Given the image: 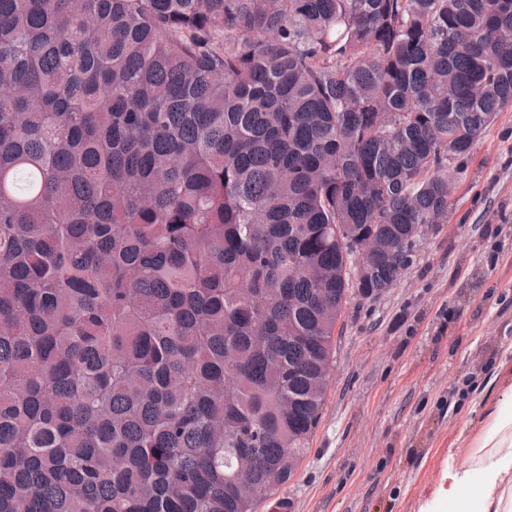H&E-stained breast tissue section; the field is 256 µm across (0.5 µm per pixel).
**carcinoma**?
I'll return each mask as SVG.
<instances>
[{"instance_id":"obj_1","label":"carcinoma","mask_w":512,"mask_h":512,"mask_svg":"<svg viewBox=\"0 0 512 512\" xmlns=\"http://www.w3.org/2000/svg\"><path fill=\"white\" fill-rule=\"evenodd\" d=\"M511 104L512 0H0V512L287 481Z\"/></svg>"}]
</instances>
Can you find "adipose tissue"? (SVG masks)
Listing matches in <instances>:
<instances>
[{"label":"adipose tissue","instance_id":"1","mask_svg":"<svg viewBox=\"0 0 512 512\" xmlns=\"http://www.w3.org/2000/svg\"><path fill=\"white\" fill-rule=\"evenodd\" d=\"M483 433L472 439L465 468L449 466L435 500L468 503L469 512H512V388L487 410Z\"/></svg>","mask_w":512,"mask_h":512}]
</instances>
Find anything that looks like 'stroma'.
Returning a JSON list of instances; mask_svg holds the SVG:
<instances>
[{"mask_svg":"<svg viewBox=\"0 0 512 512\" xmlns=\"http://www.w3.org/2000/svg\"><path fill=\"white\" fill-rule=\"evenodd\" d=\"M451 206L382 294L349 300L309 449L255 512H420L512 386V106L452 173Z\"/></svg>","mask_w":512,"mask_h":512,"instance_id":"1","label":"stroma"}]
</instances>
